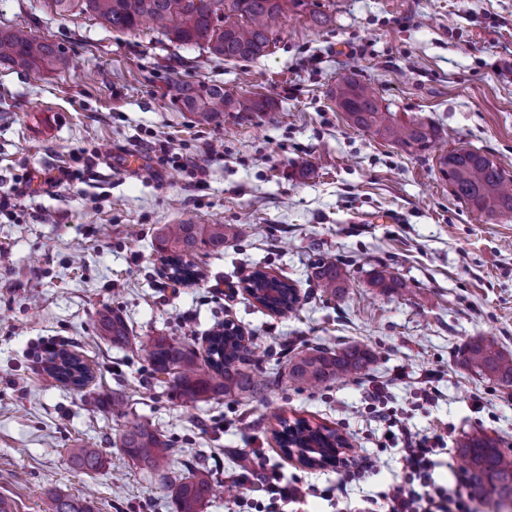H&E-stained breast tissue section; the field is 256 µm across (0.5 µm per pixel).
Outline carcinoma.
<instances>
[{
	"label": "carcinoma",
	"mask_w": 512,
	"mask_h": 512,
	"mask_svg": "<svg viewBox=\"0 0 512 512\" xmlns=\"http://www.w3.org/2000/svg\"><path fill=\"white\" fill-rule=\"evenodd\" d=\"M61 16L88 14L115 31L136 32L148 24L156 26L169 40L201 48L217 58L247 60L263 55L273 42L280 16L288 10L309 7L308 0H48ZM0 63L25 69L43 68L61 71L68 67L66 52L57 44L40 39L31 32L0 30ZM174 99L201 120L218 119L226 112H263L266 100L239 97L218 85L204 82L174 87ZM337 104L349 122L371 130L410 153L431 148L438 138L432 123H399L375 94L355 79L336 85ZM440 171L448 179L452 193L478 212L489 217H512V177L488 155L471 149H454L438 159ZM247 224H166L158 239L167 278L193 283L198 273L191 258L200 250L220 254L228 241L249 236ZM269 273L262 269L249 275L253 297L262 306L280 316L296 311L298 296L288 279L271 281L280 285L278 297L262 296L260 283ZM312 276L323 292L336 297L348 287L345 270L333 261L318 259L312 263ZM373 284L385 291L403 293L405 284L386 267L373 273ZM100 337L117 347L129 344V327L115 311L104 310L96 320ZM208 355L202 359L192 344L169 336H152L140 342L153 374L168 376L167 382L183 404L236 395L255 399L278 384L277 373L250 371L243 364L252 361L254 352L242 344L240 329L226 321L208 336ZM374 362L371 350L358 345L339 350L317 348L289 360L288 376L308 387L356 375ZM464 364L481 376L503 387H512V354L501 350L496 341L477 339L463 349ZM51 369L62 382L77 388L91 378L90 371L73 353H53ZM294 423L298 438H306L311 453L325 460L330 457L336 431L325 426L312 427L304 419ZM124 453L147 471L157 470L173 461L177 449L152 424L136 421L120 433ZM473 485L499 505L512 504V457L502 453L497 441L486 434L465 436L459 443ZM73 463L86 472L97 470L102 462L100 449L82 447L74 450ZM215 478L204 463L191 476L172 485L176 512H202L214 495ZM51 512H95L92 494L57 496Z\"/></svg>",
	"instance_id": "1"
}]
</instances>
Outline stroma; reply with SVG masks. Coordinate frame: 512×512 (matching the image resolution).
I'll use <instances>...</instances> for the list:
<instances>
[{
  "instance_id": "obj_1",
  "label": "stroma",
  "mask_w": 512,
  "mask_h": 512,
  "mask_svg": "<svg viewBox=\"0 0 512 512\" xmlns=\"http://www.w3.org/2000/svg\"><path fill=\"white\" fill-rule=\"evenodd\" d=\"M309 3L327 25L287 12L268 55L224 61L156 31L60 16L46 0H0V29L31 31L71 60L63 72L0 64V195L18 197L13 216L0 218V501L10 512H47L55 495L89 490L97 512H175L171 485L200 450L220 476L238 467L239 449L257 448L286 478L335 487L340 468H306L282 453L273 436L281 416L336 430L350 444L346 459L371 462L350 498L383 491L400 464L396 449L379 445L382 423L358 413L374 379L393 380L391 405L411 429L454 426L437 484L463 478L455 447L464 435L487 433L512 455V388L462 363L475 339L512 354V218L455 197L436 152L411 154L352 127L333 95L354 77L395 119L435 123L442 149L480 150L512 175V0ZM199 81L271 106L201 121L169 94L172 83ZM47 103L59 126L41 141L30 122ZM155 139L187 163L207 162L204 178L147 152ZM213 147L222 156L210 161ZM128 154L145 156V168L122 169ZM185 220L245 222L252 232L223 254L198 252L197 282L177 285L156 239L162 225ZM321 257L346 270L342 297L317 288L311 264ZM382 265L405 293L373 286ZM257 268L294 283L295 315L278 317L248 295L244 279ZM105 307L126 319L131 345L97 338ZM227 320L279 382L261 399L185 407L153 379L136 343L187 338L201 351ZM50 343L88 364L87 387L53 375ZM352 344L374 352L370 371L313 390L289 379L294 352ZM429 371L438 399L420 408L414 381ZM136 420L176 447L168 467L150 473L123 453L119 434ZM81 444L101 449L98 470L71 464L69 450Z\"/></svg>"
}]
</instances>
